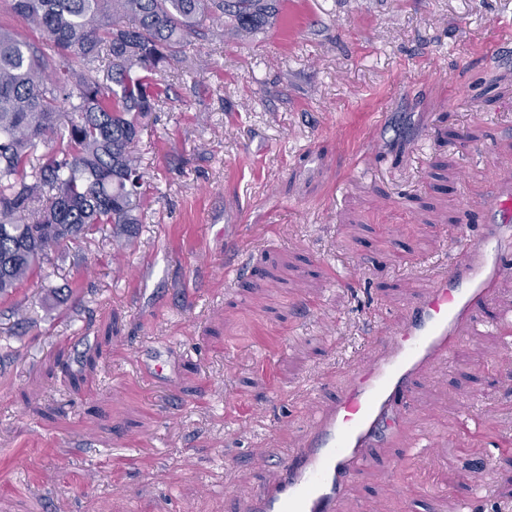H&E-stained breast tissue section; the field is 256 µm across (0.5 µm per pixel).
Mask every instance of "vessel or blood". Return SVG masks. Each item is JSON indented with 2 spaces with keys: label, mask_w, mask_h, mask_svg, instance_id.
Here are the masks:
<instances>
[{
  "label": "vessel or blood",
  "mask_w": 512,
  "mask_h": 512,
  "mask_svg": "<svg viewBox=\"0 0 512 512\" xmlns=\"http://www.w3.org/2000/svg\"><path fill=\"white\" fill-rule=\"evenodd\" d=\"M453 237L458 257L376 340L368 360L340 383L335 402L315 409L281 457L275 481L237 512H336L361 457L407 421L413 379L458 352L477 313L492 304L498 279L512 271V215L497 216L482 234L457 230Z\"/></svg>",
  "instance_id": "1"
}]
</instances>
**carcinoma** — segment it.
Segmentation results:
<instances>
[{"instance_id": "cac0c4a2", "label": "carcinoma", "mask_w": 512, "mask_h": 512, "mask_svg": "<svg viewBox=\"0 0 512 512\" xmlns=\"http://www.w3.org/2000/svg\"><path fill=\"white\" fill-rule=\"evenodd\" d=\"M12 8L39 36L0 26L1 298L37 273L50 277L49 251L63 241L107 224L133 236L144 185L138 133L159 102L158 74L186 59L207 20L246 37L271 24L278 0H12ZM100 57L106 74L83 69Z\"/></svg>"}]
</instances>
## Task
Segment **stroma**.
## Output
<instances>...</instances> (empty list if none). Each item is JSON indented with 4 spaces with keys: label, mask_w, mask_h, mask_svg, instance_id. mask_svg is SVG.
<instances>
[{
    "label": "stroma",
    "mask_w": 512,
    "mask_h": 512,
    "mask_svg": "<svg viewBox=\"0 0 512 512\" xmlns=\"http://www.w3.org/2000/svg\"><path fill=\"white\" fill-rule=\"evenodd\" d=\"M187 56L130 241L0 300V512H233L512 179V0H280ZM461 347L337 512H512V341Z\"/></svg>",
    "instance_id": "35a3bbf8"
}]
</instances>
